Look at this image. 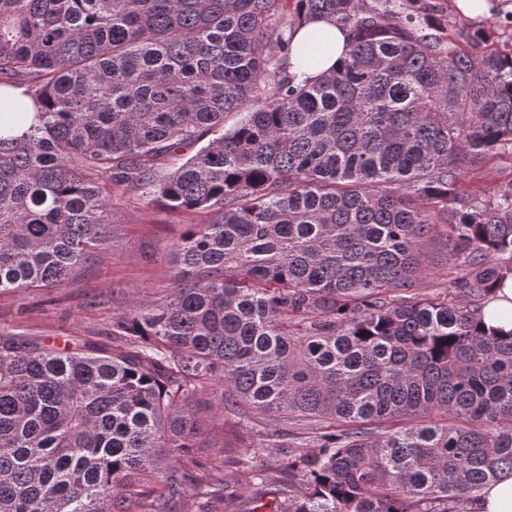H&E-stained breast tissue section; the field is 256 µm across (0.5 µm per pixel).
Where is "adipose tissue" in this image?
I'll return each instance as SVG.
<instances>
[{"label": "adipose tissue", "instance_id": "ef3b65f1", "mask_svg": "<svg viewBox=\"0 0 512 512\" xmlns=\"http://www.w3.org/2000/svg\"><path fill=\"white\" fill-rule=\"evenodd\" d=\"M345 31L334 22L312 18L303 23L292 40L289 73L296 82L319 77L343 57L346 49ZM35 114L32 100L22 89L0 87V135L16 136L30 124Z\"/></svg>", "mask_w": 512, "mask_h": 512}]
</instances>
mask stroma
<instances>
[{
  "instance_id": "1",
  "label": "stroma",
  "mask_w": 512,
  "mask_h": 512,
  "mask_svg": "<svg viewBox=\"0 0 512 512\" xmlns=\"http://www.w3.org/2000/svg\"><path fill=\"white\" fill-rule=\"evenodd\" d=\"M467 179L495 192L512 183V158L490 156L469 168ZM112 224L105 243L90 251L63 285L0 292V334L24 336L55 349L90 344L116 349L117 322L137 304L161 301L168 295L176 268L172 251L188 225L203 224L207 214L170 210L151 203L119 185H109ZM428 274L421 288L433 295L450 284L448 241L438 228L422 244ZM204 428L198 460L216 469L224 480L248 485L249 471L225 465V437L262 440L273 421L268 414L240 417L223 410L221 387L210 388L198 402ZM223 422H212L214 414Z\"/></svg>"
}]
</instances>
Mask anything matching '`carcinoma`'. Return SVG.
<instances>
[{
	"label": "carcinoma",
	"mask_w": 512,
	"mask_h": 512,
	"mask_svg": "<svg viewBox=\"0 0 512 512\" xmlns=\"http://www.w3.org/2000/svg\"><path fill=\"white\" fill-rule=\"evenodd\" d=\"M311 16L346 56L297 85ZM449 26L431 0H0V85L39 105L0 136V291L63 284L110 183L210 215L167 299L118 321L125 349L0 335V512L240 500L190 454L215 381L236 413L319 427L243 445L247 512H471L512 477V332L479 321L512 275V183L462 182L512 155V50ZM441 224L458 275L427 296Z\"/></svg>",
	"instance_id": "obj_1"
}]
</instances>
